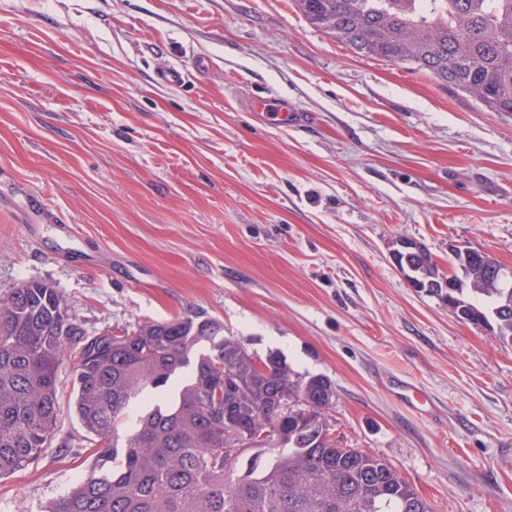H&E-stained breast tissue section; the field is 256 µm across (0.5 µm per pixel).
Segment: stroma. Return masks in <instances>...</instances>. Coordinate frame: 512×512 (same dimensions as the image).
Wrapping results in <instances>:
<instances>
[{
  "label": "stroma",
  "mask_w": 512,
  "mask_h": 512,
  "mask_svg": "<svg viewBox=\"0 0 512 512\" xmlns=\"http://www.w3.org/2000/svg\"><path fill=\"white\" fill-rule=\"evenodd\" d=\"M403 239L443 273L455 244L512 269V115L355 54L294 0H0V290L49 283L91 332L214 318L328 377L339 446L434 512H512V342L412 288ZM61 380L0 512L94 465Z\"/></svg>",
  "instance_id": "1"
}]
</instances>
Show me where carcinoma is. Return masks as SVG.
I'll use <instances>...</instances> for the list:
<instances>
[{"label": "carcinoma", "mask_w": 512, "mask_h": 512, "mask_svg": "<svg viewBox=\"0 0 512 512\" xmlns=\"http://www.w3.org/2000/svg\"><path fill=\"white\" fill-rule=\"evenodd\" d=\"M354 53L423 70L491 112L512 114V0H295ZM416 276L443 278L427 251ZM458 303L470 323L512 341V288H491L465 261ZM72 410L96 446L90 473L46 512H432L384 460L331 438V381L260 359L196 314L119 335L74 322L52 285L0 293V479L50 447L63 365ZM144 407L122 436L129 410ZM296 400L288 408L282 401ZM269 437L234 439L260 427Z\"/></svg>", "instance_id": "carcinoma-1"}]
</instances>
